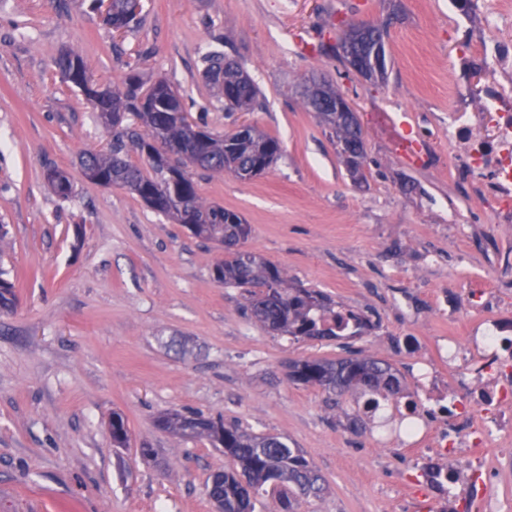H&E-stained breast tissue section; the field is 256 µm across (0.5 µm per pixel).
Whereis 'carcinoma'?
I'll use <instances>...</instances> for the list:
<instances>
[{
  "instance_id": "cac0c4a2",
  "label": "carcinoma",
  "mask_w": 512,
  "mask_h": 512,
  "mask_svg": "<svg viewBox=\"0 0 512 512\" xmlns=\"http://www.w3.org/2000/svg\"><path fill=\"white\" fill-rule=\"evenodd\" d=\"M104 22L114 31H126L137 23L130 0H109ZM203 77L224 99L227 112H249L260 96L258 85L236 62L216 51L207 53ZM55 67L66 83H74L86 97L97 119L112 130V144L106 151L86 150L80 155L82 169H91L105 179L106 185L123 187L139 196L158 214L182 224L193 221L191 231L198 237L224 245L226 258L215 269V279L226 286L245 288L250 294L252 316L267 329L295 339H335L349 322L361 324L352 314L336 311L324 295L306 288L288 286L284 270L261 255L237 247L239 239H248L251 229L235 212L209 204L199 195L187 170L172 165L156 143L195 157L196 167L213 175L232 171L242 179L263 173L282 151L280 141L248 126L241 137L237 132L202 131L194 138L197 125L188 120L182 97L171 93L164 80L152 84L130 71L121 85L97 86L90 65L79 52L68 50L55 60ZM316 79L303 85L304 107L316 113L325 131L336 142L341 156L356 153L361 129L336 121V113L321 111L325 100L314 90ZM119 112L131 124L112 125V113ZM145 158L147 168L133 163L130 154ZM55 193L67 198L72 186L67 175L54 172L50 179ZM0 269V308L7 309L15 298L14 283ZM289 378L303 385L317 387L338 398L348 393L365 398L364 406H378L380 401H398L406 389L390 364L349 350L335 361L300 359L289 364ZM159 425L185 439H207L224 449L236 468L217 473L208 483L209 499L216 512H255L256 502L272 500L269 512H299L300 498L316 496L323 490L320 476L298 448H292L275 434L249 433L238 426L201 415L167 413ZM112 443L124 448L128 442L125 418L112 413Z\"/></svg>"
}]
</instances>
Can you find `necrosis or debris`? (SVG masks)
I'll return each mask as SVG.
<instances>
[{
    "label": "necrosis or debris",
    "mask_w": 512,
    "mask_h": 512,
    "mask_svg": "<svg viewBox=\"0 0 512 512\" xmlns=\"http://www.w3.org/2000/svg\"><path fill=\"white\" fill-rule=\"evenodd\" d=\"M511 21L487 16L488 31L478 40L486 65L480 105L472 107L461 93L448 115V149L494 224H512V37L499 34ZM442 363L450 368L446 381L438 375ZM419 366V399L400 406L405 442L423 457L449 458L454 465L424 473L421 483L411 484L412 496L457 485L454 512H512V500L484 495L499 465L489 449L512 447V324L493 317L469 322L462 335L438 339Z\"/></svg>",
    "instance_id": "4bbe7bcc"
}]
</instances>
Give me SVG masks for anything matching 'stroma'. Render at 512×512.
<instances>
[{"label":"stroma","mask_w":512,"mask_h":512,"mask_svg":"<svg viewBox=\"0 0 512 512\" xmlns=\"http://www.w3.org/2000/svg\"><path fill=\"white\" fill-rule=\"evenodd\" d=\"M387 26V77L371 83L334 51L342 23ZM468 30L448 0H142L117 33L91 0H0V267L15 283L0 311V512H215L210 477L231 467L207 440L162 430L158 416L198 413L301 449L322 477L300 512H448L442 497L398 500L417 476L385 406L349 426L353 397L287 377L303 358L345 349L389 363L416 385L405 340L432 344L449 328L512 316L500 303L449 311L443 297L479 286L512 253V224H490L448 171L452 71H466ZM81 53L93 77L119 84L133 70L162 79L190 121L215 132L251 123L283 150L252 179L194 170L200 195L238 213L248 249L283 268L291 285L328 295L369 319L354 337L294 339L245 309L243 289L217 283L218 244L147 207L131 191L88 181V148L111 131L54 66ZM239 62L260 88L253 112H226L203 78L202 56ZM318 74L356 109L364 163L351 176L298 94ZM411 113L437 165L402 160L389 118ZM64 171L70 198L50 187ZM121 413L130 445L117 448ZM155 449L144 460L141 447Z\"/></svg>","instance_id":"35a3bbf8"}]
</instances>
